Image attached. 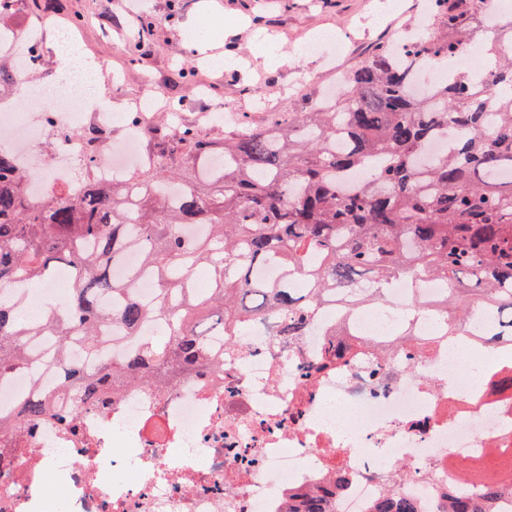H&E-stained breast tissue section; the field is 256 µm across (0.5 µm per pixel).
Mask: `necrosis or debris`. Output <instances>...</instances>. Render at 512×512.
I'll list each match as a JSON object with an SVG mask.
<instances>
[{"label":"necrosis or debris","mask_w":512,"mask_h":512,"mask_svg":"<svg viewBox=\"0 0 512 512\" xmlns=\"http://www.w3.org/2000/svg\"><path fill=\"white\" fill-rule=\"evenodd\" d=\"M46 36L24 23L0 39L18 68L32 71ZM85 90L71 86L52 112L23 117L0 110L32 200L83 192L85 160L71 130L85 122L111 128L113 113L88 117ZM57 133L52 164L38 136ZM141 125L94 153L103 183L137 169ZM446 280L415 274L393 281L385 302L349 303L337 289L306 318L301 336L280 335L273 317L252 321L235 344L172 384L123 388L87 408L64 394L62 367L92 374L128 357L121 327L103 324L99 356L72 340L63 366L36 363L0 379V410L25 396L52 401V414L0 438L12 461L0 474V512H281L291 493L328 489L343 467L352 479L334 512H370L394 494L439 512L459 461L512 446V392L497 380L512 374V345L499 360L472 370L448 333L427 314Z\"/></svg>","instance_id":"1"}]
</instances>
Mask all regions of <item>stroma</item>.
<instances>
[{"label": "stroma", "mask_w": 512, "mask_h": 512, "mask_svg": "<svg viewBox=\"0 0 512 512\" xmlns=\"http://www.w3.org/2000/svg\"><path fill=\"white\" fill-rule=\"evenodd\" d=\"M44 2L27 0L31 20L50 26L77 22L81 54L118 74V82L110 85L95 78L99 104H131L150 88L157 108L174 103L184 123H194L216 101L245 112L252 125L262 127L270 112L306 111L310 98L336 83L339 70L353 66L376 44L418 26L426 0H400L399 8L379 24L374 17L386 0H145L144 17L157 21L148 36L126 14L124 0H54L50 12ZM207 17L218 24L208 35L212 54L234 53L237 67L203 69L202 55L189 50L185 26L200 25ZM327 30L346 37L344 53L329 64L321 54L301 47L302 39ZM280 51L291 55V63L276 69L255 67V57ZM39 54L32 82H18L0 96V102L28 116L52 108L50 100L31 95L29 86H56L65 71L52 43H45ZM304 77L314 78V85L301 87ZM199 81L211 86L212 98L195 94L193 86Z\"/></svg>", "instance_id": "1"}]
</instances>
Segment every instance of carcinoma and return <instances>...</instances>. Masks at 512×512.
<instances>
[{
	"label": "carcinoma",
	"mask_w": 512,
	"mask_h": 512,
	"mask_svg": "<svg viewBox=\"0 0 512 512\" xmlns=\"http://www.w3.org/2000/svg\"><path fill=\"white\" fill-rule=\"evenodd\" d=\"M480 0H431L428 29L405 44V54L452 66L451 78L428 94L411 90L410 64L388 45L376 47L344 73L340 100L290 112L273 126L246 121L218 143L193 127L172 133L167 116L149 166L109 185L34 202L9 154L0 152V286L50 280L71 270L67 302L46 305L40 320L23 316L18 292L0 297V378L29 363L28 345L55 337V361L80 333L86 353L101 348L97 330L114 318L136 343L124 361L96 374L75 368L63 387L76 401L96 405L130 384H163L174 372L199 366L212 354L213 336H236L251 320L277 314L280 333L302 334V307L315 292L348 288L364 272L369 291L388 287L406 269L448 280L436 310L462 329L475 315L495 316V329L478 337L495 346L512 327V190L492 193L503 167L512 166V58L500 42L512 23L478 14ZM496 38L482 80L452 65L478 28ZM0 88L17 82L15 61L1 62ZM469 131L452 149L424 156L438 126ZM182 224H204L188 238ZM133 243L141 267L112 279L111 261ZM277 257L311 289L256 281L255 264ZM205 273L209 288L194 294L186 277ZM154 274L156 300L142 301L132 280ZM122 297L107 310L102 298ZM50 412L39 396L0 413V436L17 433ZM502 465L488 453L471 464L477 492L467 482L448 489L444 512H495L512 481L493 482L483 470ZM285 512H332L319 493L288 499ZM372 512H420L407 498L385 494Z\"/></svg>",
	"instance_id": "obj_1"
}]
</instances>
